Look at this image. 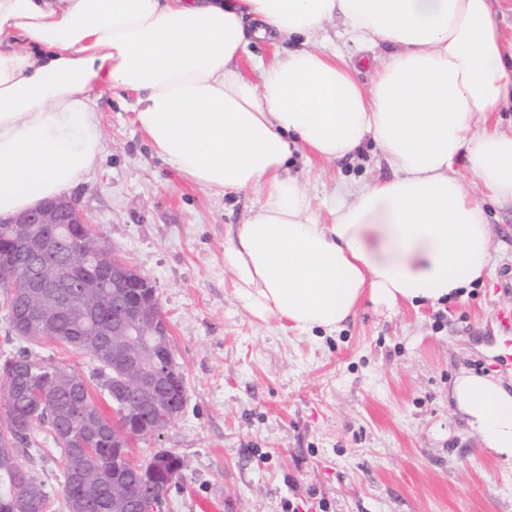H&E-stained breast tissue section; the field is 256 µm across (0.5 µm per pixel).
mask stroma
<instances>
[{
  "label": "stroma",
  "mask_w": 512,
  "mask_h": 512,
  "mask_svg": "<svg viewBox=\"0 0 512 512\" xmlns=\"http://www.w3.org/2000/svg\"><path fill=\"white\" fill-rule=\"evenodd\" d=\"M297 39H250L239 66L300 48ZM132 97L105 92L99 166L71 189L89 221L155 288L170 324L169 343L186 382V401L161 435L135 439L140 463L157 452L186 469L165 512H194L197 498H220L227 512H512V467L482 447L449 396L457 372L497 379L505 350L491 318L512 305V203L487 204L492 266L466 297L387 308L363 300L335 333L311 338L243 305L225 252L259 197L215 196L188 182L152 150L134 122ZM290 172L326 217L339 187L390 178L373 142L353 156ZM31 359L80 374L95 401L96 364L53 341L28 342L0 302V358ZM62 506V452L40 428L19 455Z\"/></svg>",
  "instance_id": "stroma-1"
}]
</instances>
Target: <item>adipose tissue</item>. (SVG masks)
<instances>
[{
    "instance_id": "obj_1",
    "label": "adipose tissue",
    "mask_w": 512,
    "mask_h": 512,
    "mask_svg": "<svg viewBox=\"0 0 512 512\" xmlns=\"http://www.w3.org/2000/svg\"><path fill=\"white\" fill-rule=\"evenodd\" d=\"M495 0H0V216L59 196L92 172L103 131L90 106L135 94L155 153L216 195L262 204L230 240L237 288L258 316L339 330L363 297L444 303L484 277L486 201H512V131L477 117L512 100V41ZM258 38L309 41L246 80ZM386 47L370 88L313 49L330 21ZM372 137L395 176L367 182L327 219L288 173L294 151L333 162ZM481 186L469 193L455 165ZM450 397L483 447L512 466V392L458 374Z\"/></svg>"
}]
</instances>
